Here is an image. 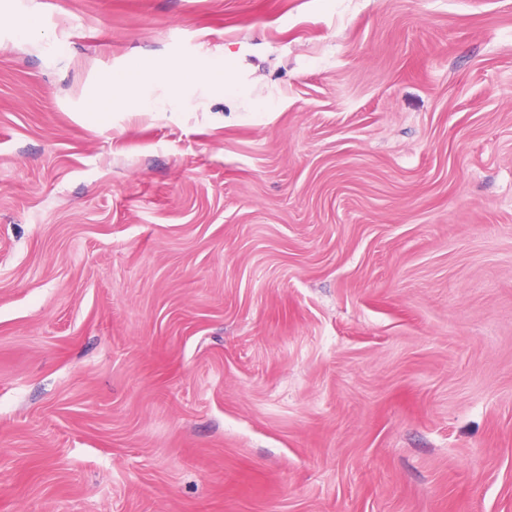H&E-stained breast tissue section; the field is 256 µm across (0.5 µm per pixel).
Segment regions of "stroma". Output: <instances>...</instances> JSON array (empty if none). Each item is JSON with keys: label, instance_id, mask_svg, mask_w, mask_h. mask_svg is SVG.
I'll return each instance as SVG.
<instances>
[{"label": "stroma", "instance_id": "stroma-1", "mask_svg": "<svg viewBox=\"0 0 512 512\" xmlns=\"http://www.w3.org/2000/svg\"><path fill=\"white\" fill-rule=\"evenodd\" d=\"M0 512H512V0H0ZM187 74L193 75L196 79H206L218 81L224 87H231L233 79L224 70L219 68H201L200 66L186 62L181 59H173L163 70H157L148 61H139L131 71V78L140 87L150 88L155 84H163L167 87V99L156 100L154 108L163 110L166 103H181V92L183 90V80L181 78Z\"/></svg>", "mask_w": 512, "mask_h": 512}]
</instances>
